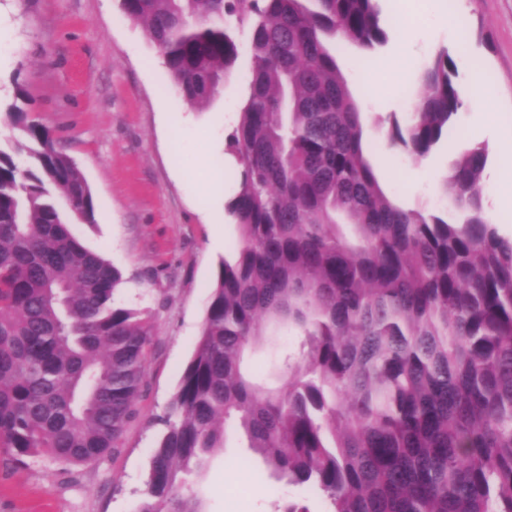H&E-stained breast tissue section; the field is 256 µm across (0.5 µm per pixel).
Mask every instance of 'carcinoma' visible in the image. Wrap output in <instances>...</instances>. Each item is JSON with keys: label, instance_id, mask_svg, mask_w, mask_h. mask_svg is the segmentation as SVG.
I'll use <instances>...</instances> for the list:
<instances>
[{"label": "carcinoma", "instance_id": "1", "mask_svg": "<svg viewBox=\"0 0 512 512\" xmlns=\"http://www.w3.org/2000/svg\"><path fill=\"white\" fill-rule=\"evenodd\" d=\"M184 100H214L249 35L248 94L225 138L240 231L165 414L136 512H204L187 485L224 421L271 474L330 512H512V238L485 209L489 152H457L439 184L456 216L405 210L363 147L332 43L387 42L378 0H122ZM388 144L414 161L462 106L439 51ZM0 147V448L17 466L118 450L138 414L151 328L117 302L120 270L71 233L90 187L22 106ZM282 323L301 336L282 384L242 371Z\"/></svg>", "mask_w": 512, "mask_h": 512}]
</instances>
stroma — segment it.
Here are the masks:
<instances>
[{"mask_svg":"<svg viewBox=\"0 0 512 512\" xmlns=\"http://www.w3.org/2000/svg\"><path fill=\"white\" fill-rule=\"evenodd\" d=\"M379 7L386 43L370 53L348 44L336 59L361 107L364 143L386 194L406 209L447 205L437 189L451 160L447 144L417 163L388 148L381 134L391 118L406 119L414 109L422 70L445 49L460 85L477 79L487 89L481 107L459 110L455 140L462 148L487 146L486 199L512 195L511 182L491 176L512 167V0H380ZM395 53L399 69L378 77L373 62ZM249 74L244 45L221 94L192 107L119 0H0V143L13 135L7 107L24 92L28 110L91 188L95 221L73 223V234L121 271L117 300L142 311L152 333L139 414L118 451L82 466L33 458L18 468L0 449V512H135L162 430L156 419L192 356L219 264L239 243L231 215L203 221L199 182L215 171L227 195L235 193L240 170L224 140ZM375 80L383 92L373 97L368 84ZM295 342L293 330L278 329L252 355L251 371L282 373L280 358ZM224 432V448L194 485L205 512H276L290 501L327 512L316 491L271 477L235 420Z\"/></svg>","mask_w":512,"mask_h":512,"instance_id":"35a3bbf8","label":"stroma"}]
</instances>
